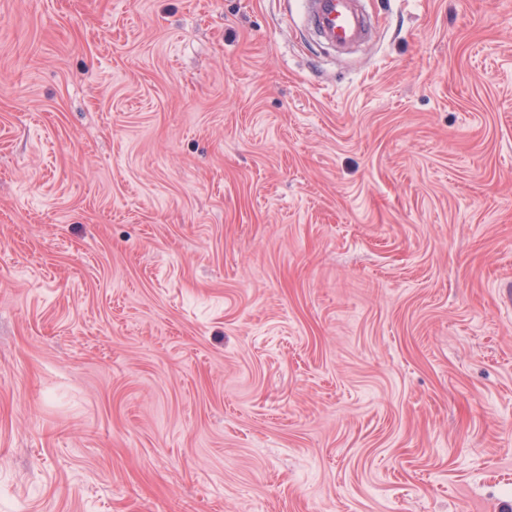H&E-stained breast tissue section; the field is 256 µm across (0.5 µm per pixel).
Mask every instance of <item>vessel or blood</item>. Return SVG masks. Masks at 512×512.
<instances>
[{
  "instance_id": "1",
  "label": "vessel or blood",
  "mask_w": 512,
  "mask_h": 512,
  "mask_svg": "<svg viewBox=\"0 0 512 512\" xmlns=\"http://www.w3.org/2000/svg\"><path fill=\"white\" fill-rule=\"evenodd\" d=\"M305 17L334 46L354 44L367 33L357 0H305Z\"/></svg>"
}]
</instances>
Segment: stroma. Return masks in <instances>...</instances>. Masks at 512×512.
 <instances>
[{"label":"stroma","instance_id":"stroma-1","mask_svg":"<svg viewBox=\"0 0 512 512\" xmlns=\"http://www.w3.org/2000/svg\"><path fill=\"white\" fill-rule=\"evenodd\" d=\"M0 0V512H512V0ZM357 0H305V17L332 46L354 44L367 28Z\"/></svg>","mask_w":512,"mask_h":512}]
</instances>
